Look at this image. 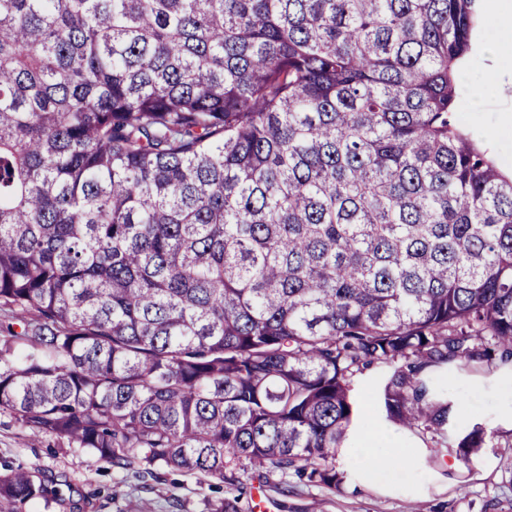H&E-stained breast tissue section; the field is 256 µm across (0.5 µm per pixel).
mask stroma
Masks as SVG:
<instances>
[{"instance_id":"obj_1","label":"stroma","mask_w":512,"mask_h":512,"mask_svg":"<svg viewBox=\"0 0 512 512\" xmlns=\"http://www.w3.org/2000/svg\"><path fill=\"white\" fill-rule=\"evenodd\" d=\"M495 0H479L474 50L459 73L456 117L496 161L504 173L512 172V138L494 131L512 119V65L502 63L491 44ZM482 110L471 113L475 98ZM383 370L374 366L356 375L353 397L367 424L357 425L348 446L336 459L346 474L339 489L312 485L297 477H271L262 492L242 495L239 512H254L266 503L272 512H310L314 500H323L324 512H512V479L504 474L512 459V372L461 371L445 388L453 404V422L465 427L482 423L487 446L471 464L448 453L446 463L429 465L433 445L422 433L394 431L382 407L373 400ZM384 432L389 447L402 455L399 473L387 485H370L355 464L352 450L367 431ZM25 467L54 479L62 499L29 502L24 512H212L227 498L228 489L216 480L196 474L168 473L161 480L138 478L144 462L120 469L87 450L68 448L56 439L34 441L6 414H0V467Z\"/></svg>"}]
</instances>
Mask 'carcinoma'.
Returning a JSON list of instances; mask_svg holds the SVG:
<instances>
[{"label": "carcinoma", "instance_id": "cac0c4a2", "mask_svg": "<svg viewBox=\"0 0 512 512\" xmlns=\"http://www.w3.org/2000/svg\"><path fill=\"white\" fill-rule=\"evenodd\" d=\"M477 0H0V413L117 467L340 487L352 379L432 462L512 368V174L455 122ZM60 500L0 475V512Z\"/></svg>", "mask_w": 512, "mask_h": 512}]
</instances>
